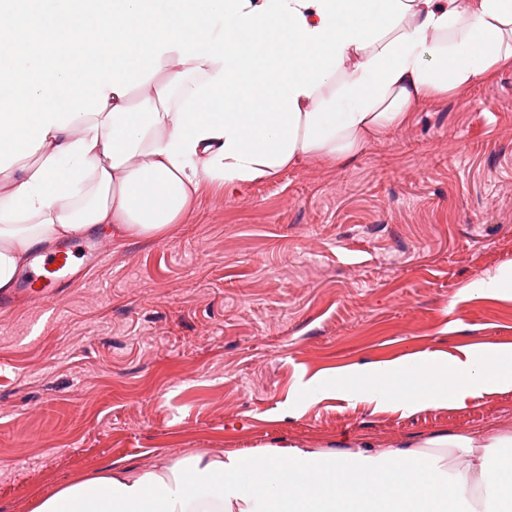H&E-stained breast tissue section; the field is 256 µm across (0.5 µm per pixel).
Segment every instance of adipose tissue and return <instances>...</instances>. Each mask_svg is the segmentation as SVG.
Listing matches in <instances>:
<instances>
[{
  "label": "adipose tissue",
  "mask_w": 512,
  "mask_h": 512,
  "mask_svg": "<svg viewBox=\"0 0 512 512\" xmlns=\"http://www.w3.org/2000/svg\"><path fill=\"white\" fill-rule=\"evenodd\" d=\"M21 27L61 32L64 58L0 51L2 291L49 241L159 235L204 183L232 196L346 162L512 65V0H0V34ZM504 390L512 345H465L313 376L301 400L415 414ZM510 447L493 423L388 448L284 439L112 467L33 512H512Z\"/></svg>",
  "instance_id": "obj_1"
}]
</instances>
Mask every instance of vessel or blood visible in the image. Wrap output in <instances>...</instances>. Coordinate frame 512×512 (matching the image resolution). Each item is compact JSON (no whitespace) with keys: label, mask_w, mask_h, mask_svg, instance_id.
Wrapping results in <instances>:
<instances>
[{"label":"vessel or blood","mask_w":512,"mask_h":512,"mask_svg":"<svg viewBox=\"0 0 512 512\" xmlns=\"http://www.w3.org/2000/svg\"><path fill=\"white\" fill-rule=\"evenodd\" d=\"M108 255L106 246L89 238L61 243L48 254L33 256L27 275L16 284L14 295L28 299L36 293L41 303L56 302L62 289L82 282L85 267L104 264Z\"/></svg>","instance_id":"vessel-or-blood-1"}]
</instances>
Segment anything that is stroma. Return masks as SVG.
I'll return each mask as SVG.
<instances>
[{"label": "stroma", "instance_id": "obj_1", "mask_svg": "<svg viewBox=\"0 0 512 512\" xmlns=\"http://www.w3.org/2000/svg\"><path fill=\"white\" fill-rule=\"evenodd\" d=\"M510 273L511 68L422 104L347 164L231 198L204 184L53 307L0 308V512L114 464L512 430V391L412 415L299 398L324 370L512 344V289L469 293Z\"/></svg>", "mask_w": 512, "mask_h": 512}]
</instances>
